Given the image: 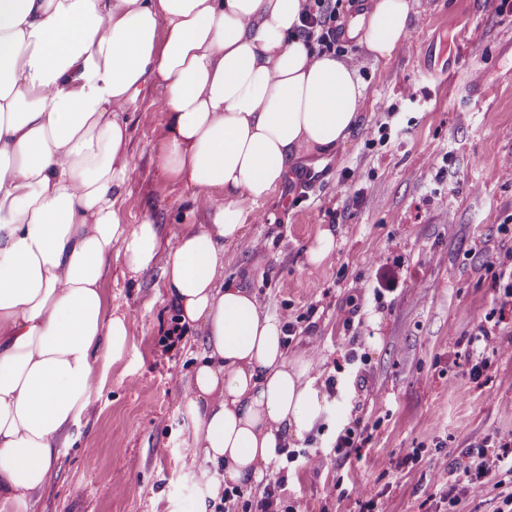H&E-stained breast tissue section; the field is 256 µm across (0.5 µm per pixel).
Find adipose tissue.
Returning <instances> with one entry per match:
<instances>
[{"label":"adipose tissue","mask_w":512,"mask_h":512,"mask_svg":"<svg viewBox=\"0 0 512 512\" xmlns=\"http://www.w3.org/2000/svg\"><path fill=\"white\" fill-rule=\"evenodd\" d=\"M304 4L0 0V512L49 481L126 346L129 320L108 313L103 288L115 255L135 275L162 263L181 323L203 334L182 405L223 471L201 474L208 498L262 483L318 422L309 353L288 356L282 321L223 283L245 203L300 155L344 144L364 104L356 60L300 36ZM410 15V0H373L348 34L387 58ZM149 84L166 128L158 170L208 202L166 251L155 217L121 215L124 114Z\"/></svg>","instance_id":"obj_1"}]
</instances>
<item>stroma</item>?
Wrapping results in <instances>:
<instances>
[{"label": "stroma", "instance_id": "1", "mask_svg": "<svg viewBox=\"0 0 512 512\" xmlns=\"http://www.w3.org/2000/svg\"><path fill=\"white\" fill-rule=\"evenodd\" d=\"M497 0H412V22L390 59L362 57V115L347 142L296 159L279 188L255 205L243 237L224 246V280L255 291L270 317L294 323L289 354L311 349L324 411L304 450L312 462L270 469L284 479L274 512H501L512 474L499 484L468 479L467 449L489 460L512 441V303L494 275L512 258V14ZM160 95L146 87L125 114L133 169L126 223L153 215L163 245L205 220L204 200L156 168L161 120H146ZM394 126L388 145L381 125ZM324 171L316 190L296 183ZM339 246L321 263L308 251L324 228ZM107 307L130 321L122 355L90 412L70 428L48 483L11 512H200V474L181 400L204 351L188 331L160 342L175 314L162 267L131 275L113 259ZM384 289L375 299V289ZM494 340L487 368L468 375L479 326ZM356 361H349V354ZM334 390H327L328 378ZM362 435L350 457L332 445L351 420ZM419 449L414 463L405 457Z\"/></svg>", "mask_w": 512, "mask_h": 512}]
</instances>
